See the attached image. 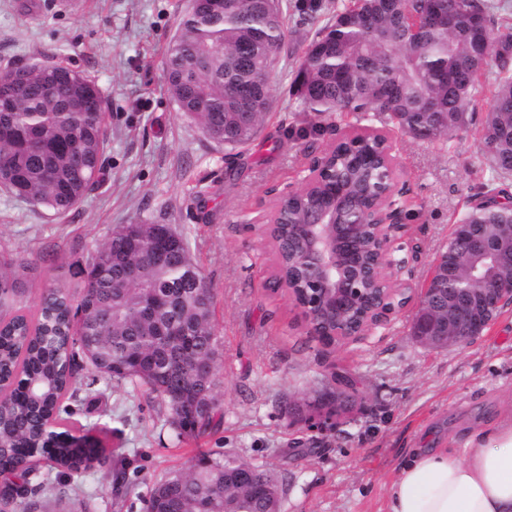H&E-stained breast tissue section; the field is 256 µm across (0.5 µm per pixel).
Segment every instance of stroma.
Listing matches in <instances>:
<instances>
[{
    "label": "stroma",
    "mask_w": 512,
    "mask_h": 512,
    "mask_svg": "<svg viewBox=\"0 0 512 512\" xmlns=\"http://www.w3.org/2000/svg\"><path fill=\"white\" fill-rule=\"evenodd\" d=\"M287 5L288 51L270 78L272 108L248 146L235 150L183 117L165 76V50L189 0H0V69L63 62L99 86L109 141L99 183L59 217L0 191V254L37 260L22 294L35 312L46 288L80 285L97 245L124 224H167L185 236L214 295L221 355L223 419L200 439L176 442L167 406L142 389L97 382L76 407V428L100 439L113 471L135 493H115L98 470L79 483L54 477L35 512H144L154 483L201 452L229 453L274 474L280 512H386L391 485L417 448H450L476 429L492 430L512 410V303L467 343L419 344L414 307L368 335L325 346L309 335L300 308L269 281L275 257L264 226L274 199L297 189L312 147L334 140L301 111L292 84L315 32ZM492 95L470 105L474 122L447 143H419L381 114L351 129L384 133L392 145L395 190L407 207L391 246L393 278L423 287L470 203L493 188L512 197V178L493 180L482 153ZM353 384L363 403L335 428L294 421L289 403Z\"/></svg>",
    "instance_id": "1"
}]
</instances>
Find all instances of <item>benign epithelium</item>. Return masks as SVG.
<instances>
[{
	"label": "benign epithelium",
	"instance_id": "7a95c632",
	"mask_svg": "<svg viewBox=\"0 0 512 512\" xmlns=\"http://www.w3.org/2000/svg\"><path fill=\"white\" fill-rule=\"evenodd\" d=\"M59 101L79 109L99 103L98 91L79 79L54 77ZM397 169L389 166L387 183L375 190L373 205L360 212V223L350 222L353 210L347 195H341L332 209L314 216V222L300 225L301 254L307 283L305 299L297 302L308 333L317 335L321 308L327 306L340 322L359 305H364L365 322L358 333L339 335L341 340L364 336L387 323L409 302L407 288L391 280L399 265L391 248L392 232L402 224L404 208L395 199ZM373 230L377 257L373 265L363 262L362 253L352 247L360 227ZM466 264L464 279L473 284L457 294L441 284L448 279V265L456 262L455 252L438 258L428 287L416 300V314L422 326L414 335L431 348L463 344L486 330L500 307L512 301V288L491 286L501 271L512 266V224H500L490 236L467 235L461 249ZM362 404V397L348 384L326 390L289 405V413L306 423L318 418L321 424L341 422Z\"/></svg>",
	"mask_w": 512,
	"mask_h": 512
}]
</instances>
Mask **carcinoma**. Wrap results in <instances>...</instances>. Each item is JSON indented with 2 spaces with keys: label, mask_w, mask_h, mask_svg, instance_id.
<instances>
[{
  "label": "carcinoma",
  "mask_w": 512,
  "mask_h": 512,
  "mask_svg": "<svg viewBox=\"0 0 512 512\" xmlns=\"http://www.w3.org/2000/svg\"><path fill=\"white\" fill-rule=\"evenodd\" d=\"M486 0H349L318 28L302 53L294 79L302 110L339 127L355 112H383L416 141L445 142L468 129L471 102L485 87L489 61H498L492 105L483 125L490 170L512 176V25L495 28ZM286 37L282 9L267 20L242 0L224 7L192 4L168 44L166 78L179 112L203 133L219 124L224 146L243 147L256 136L270 108L269 75ZM17 96L0 112V169L12 170L0 186L33 207L59 215L77 208L99 181L108 141L104 106L80 112L44 87L32 63L0 72V91ZM388 158L381 141L365 138L329 160L327 176L304 194L280 200L272 229L279 278L302 296L288 235L311 213L347 189L362 204L367 184L382 182ZM473 233L483 224H512V207L487 195L459 220ZM187 239L167 224L153 225L149 241L133 245L124 229L94 250L80 291L47 289L35 318L18 313L0 324V512H28L35 488L50 485L31 475L43 461L69 476L107 464L105 450L41 437L38 412L61 423L72 412L62 396L81 372L143 387L177 406L205 404L182 418L176 441L200 438L219 425L220 352L212 322L213 294L204 275L183 278ZM35 262L0 255V308H14ZM265 470L237 456L201 453L186 468L154 485L146 512H266Z\"/></svg>",
  "instance_id": "obj_1"
}]
</instances>
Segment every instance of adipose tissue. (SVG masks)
Instances as JSON below:
<instances>
[{"instance_id": "1", "label": "adipose tissue", "mask_w": 512, "mask_h": 512, "mask_svg": "<svg viewBox=\"0 0 512 512\" xmlns=\"http://www.w3.org/2000/svg\"><path fill=\"white\" fill-rule=\"evenodd\" d=\"M387 512H512V418L460 450L415 449L391 486Z\"/></svg>"}]
</instances>
